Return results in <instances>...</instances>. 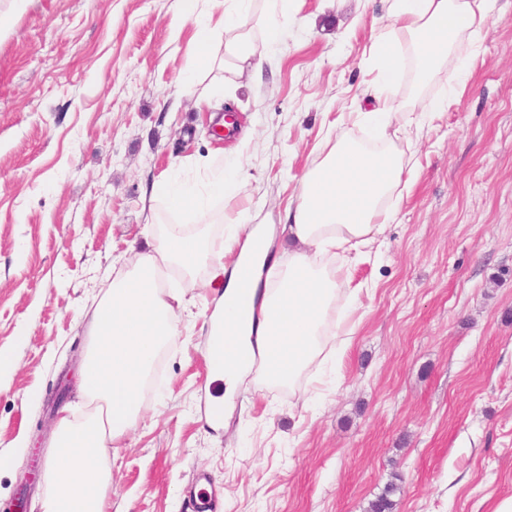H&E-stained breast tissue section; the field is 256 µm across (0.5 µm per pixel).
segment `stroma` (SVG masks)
I'll return each instance as SVG.
<instances>
[{
	"mask_svg": "<svg viewBox=\"0 0 512 512\" xmlns=\"http://www.w3.org/2000/svg\"><path fill=\"white\" fill-rule=\"evenodd\" d=\"M386 0H284L280 44L261 14L260 68L235 93L223 60L194 71L192 22L178 0H0V512L19 494L42 512L61 413L79 416L78 368L95 301L138 267L163 220L205 232L207 259L161 267L181 298L178 333L137 420L108 451L110 512H367L388 483L395 512H490L512 495V0H495L477 37L445 68L473 59L464 95L417 120L412 73L390 95L407 163L398 210L376 240L330 260L354 287L339 339L293 387L244 378L224 396L204 355L232 268L223 224L171 212L157 186L242 167L212 209L282 226L302 174L372 108L369 48L390 29ZM208 100L237 133L209 135Z\"/></svg>",
	"mask_w": 512,
	"mask_h": 512,
	"instance_id": "stroma-1",
	"label": "stroma"
}]
</instances>
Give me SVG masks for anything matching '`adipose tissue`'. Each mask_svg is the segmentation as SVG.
Here are the masks:
<instances>
[{
	"mask_svg": "<svg viewBox=\"0 0 512 512\" xmlns=\"http://www.w3.org/2000/svg\"><path fill=\"white\" fill-rule=\"evenodd\" d=\"M252 2L224 0L222 24L234 34L224 45L225 60L238 67L254 55L245 32ZM493 2L388 0V13L398 30L380 32L370 46L376 77L367 92L376 105L357 113L356 121L387 126L399 106L384 92L401 82L404 60H412L416 84L439 80L452 43L477 33ZM180 10L194 24V67L210 65L214 29L200 16V0H180ZM404 171V159L390 146L373 150L343 134L303 174L285 222L288 237L298 248L280 280L263 289L255 276L242 283L239 268L229 273L218 320L211 326L212 336L224 339V364L215 374L223 379L226 395H233L248 374L260 384H294L321 358L327 319L347 288L318 257L358 248L381 233ZM239 175L236 168L222 170L203 188H170L169 206L206 220L211 199L223 194ZM206 250L203 235L173 233L158 239L154 254L164 262L191 267L203 260ZM173 300L143 267L113 282L95 306L92 346L79 382L95 408L80 421L58 419L42 512H106L112 483L107 448L131 429L153 359L176 333ZM251 349L264 356L263 364L239 361V353Z\"/></svg>",
	"mask_w": 512,
	"mask_h": 512,
	"instance_id": "ef3b65f1",
	"label": "adipose tissue"
}]
</instances>
